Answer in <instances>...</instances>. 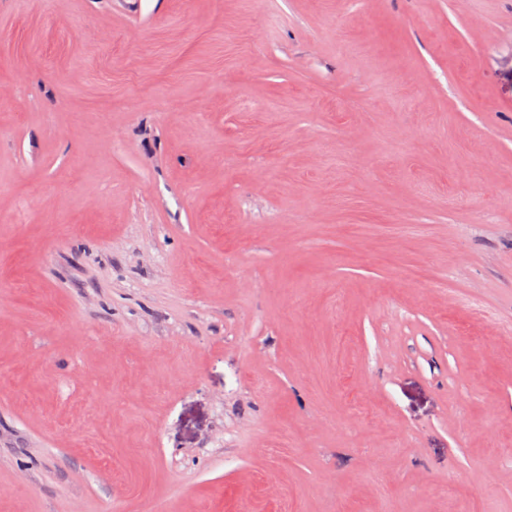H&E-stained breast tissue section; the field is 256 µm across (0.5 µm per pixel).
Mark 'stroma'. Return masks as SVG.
<instances>
[{"label":"stroma","mask_w":512,"mask_h":512,"mask_svg":"<svg viewBox=\"0 0 512 512\" xmlns=\"http://www.w3.org/2000/svg\"><path fill=\"white\" fill-rule=\"evenodd\" d=\"M512 512V0H0V512Z\"/></svg>","instance_id":"obj_1"}]
</instances>
